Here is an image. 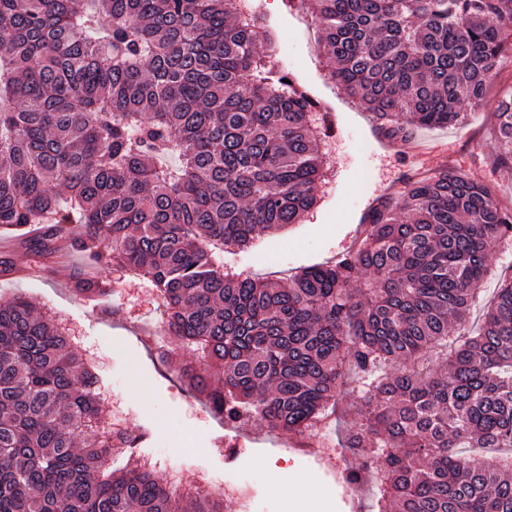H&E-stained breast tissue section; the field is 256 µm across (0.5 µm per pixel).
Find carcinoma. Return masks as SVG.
Masks as SVG:
<instances>
[{
	"mask_svg": "<svg viewBox=\"0 0 512 512\" xmlns=\"http://www.w3.org/2000/svg\"><path fill=\"white\" fill-rule=\"evenodd\" d=\"M243 0H0V232L45 224L93 264L146 278L166 333L197 361L181 381L228 427L301 436L365 386L345 447L374 512H512V276L462 333L512 209L442 168L381 200L358 247L286 284L224 270L226 246L297 224L318 203V113L268 64ZM332 70L393 141L462 123L483 101L512 0H306ZM512 165V93L496 112ZM82 235L72 238L69 226ZM73 294L110 284L78 273ZM98 376L22 295L0 300V512H224L112 456Z\"/></svg>",
	"mask_w": 512,
	"mask_h": 512,
	"instance_id": "cac0c4a2",
	"label": "carcinoma"
}]
</instances>
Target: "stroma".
Wrapping results in <instances>:
<instances>
[{
    "label": "stroma",
    "instance_id": "obj_1",
    "mask_svg": "<svg viewBox=\"0 0 512 512\" xmlns=\"http://www.w3.org/2000/svg\"><path fill=\"white\" fill-rule=\"evenodd\" d=\"M273 39L270 66L281 70L318 103L325 154L317 206L300 223L274 236H260L251 248L224 250V265L237 272L285 282L303 268L327 263L346 252L369 221L371 210L406 178L445 167L493 187L496 200L512 208V169L498 167L494 141L499 99L512 91V52L504 51L483 104L465 121L447 128L414 131L409 141L385 138L358 100L331 77L314 21L300 0H254ZM25 276L0 275V296H27L44 320L66 328L75 351L100 380L104 413L120 412L139 438L132 454L112 459L120 469L129 456L161 459L157 478L169 467L192 485L201 471H239L254 483L259 512H370L371 487L352 491L312 454L295 448L291 434H269L249 424L228 428L191 395L176 372L190 360L163 331V306L149 283L115 266H98L112 293L102 305L85 304L70 290L80 254L62 264L36 260L21 238L0 235ZM512 274V239L489 256V273L471 307L479 321L503 277ZM202 450L199 462L186 461L188 446Z\"/></svg>",
    "mask_w": 512,
    "mask_h": 512
}]
</instances>
